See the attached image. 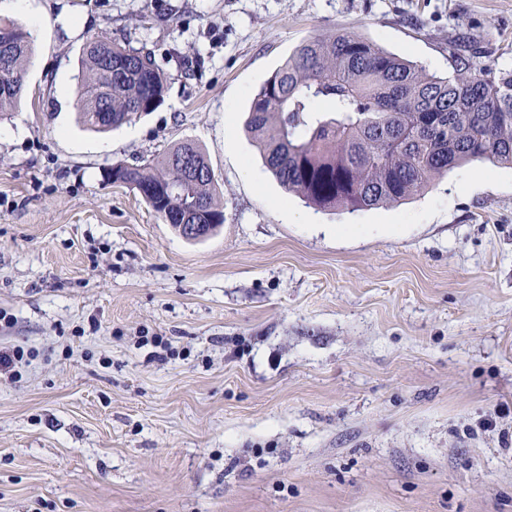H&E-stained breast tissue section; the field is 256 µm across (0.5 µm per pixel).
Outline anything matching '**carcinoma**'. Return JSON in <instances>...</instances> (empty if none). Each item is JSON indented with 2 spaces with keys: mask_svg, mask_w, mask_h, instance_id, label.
<instances>
[{
  "mask_svg": "<svg viewBox=\"0 0 512 512\" xmlns=\"http://www.w3.org/2000/svg\"><path fill=\"white\" fill-rule=\"evenodd\" d=\"M11 53L0 65V119L16 111L33 55L30 33L13 20ZM450 75L386 52L347 31L303 41L254 95L245 130L264 166L289 192L320 210L401 205L437 177L474 161L512 165V69L459 59ZM168 77L151 53L104 35L87 39L77 109L89 129L108 132L155 111ZM112 113V121L101 117ZM139 192L177 224L189 185L190 224L224 218L223 190L193 142L139 165L115 163L105 179Z\"/></svg>",
  "mask_w": 512,
  "mask_h": 512,
  "instance_id": "carcinoma-1",
  "label": "carcinoma"
}]
</instances>
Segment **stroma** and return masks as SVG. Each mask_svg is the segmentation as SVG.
Wrapping results in <instances>:
<instances>
[{"label": "stroma", "instance_id": "obj_1", "mask_svg": "<svg viewBox=\"0 0 512 512\" xmlns=\"http://www.w3.org/2000/svg\"><path fill=\"white\" fill-rule=\"evenodd\" d=\"M0 120V512H512V167L318 211L244 131L261 84L343 29L452 70L512 68V0H26ZM127 36L164 103L96 133L87 38ZM202 146L224 223L196 243L104 178ZM12 31L11 53L5 65H0V119L12 115L21 102L25 76L33 55L30 33L13 20L0 19V32ZM7 81L5 85L3 82Z\"/></svg>", "mask_w": 512, "mask_h": 512}]
</instances>
